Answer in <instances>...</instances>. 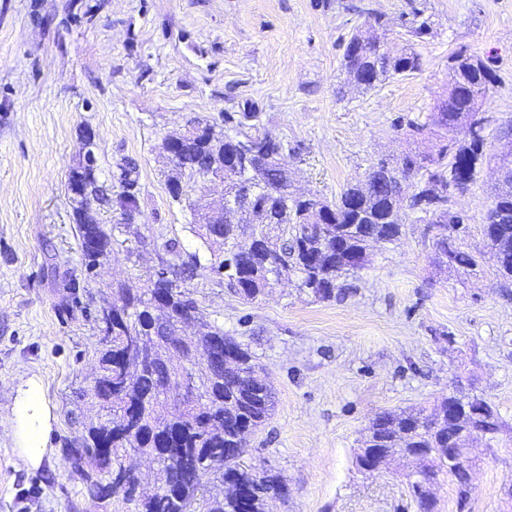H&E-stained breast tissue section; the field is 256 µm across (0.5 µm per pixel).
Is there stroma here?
<instances>
[{"mask_svg": "<svg viewBox=\"0 0 512 512\" xmlns=\"http://www.w3.org/2000/svg\"><path fill=\"white\" fill-rule=\"evenodd\" d=\"M370 12L383 17L385 48L415 51L422 68L363 91L342 59ZM458 55L495 75L484 135L486 153L497 152L512 129V0H0V512H133L123 495L92 498L65 451L105 417L90 402L96 316L113 284L146 287L167 240L201 250L187 201L224 194L186 174L187 200L171 197L168 135L198 117L233 136L226 113H257L298 188L332 202L372 163L407 150L398 123L427 121ZM89 131L104 195L121 192L129 169L140 201L129 227L119 210L94 206L115 243L91 270L68 189ZM494 180L483 168L448 200L465 216L459 238L479 258L475 274L435 267L427 223L406 210L403 235L343 274L338 299L313 300L289 281L249 303L206 256L182 281L201 318L269 375L275 409L242 456L288 487L269 512H418L404 463L359 471V441L378 413L458 387L490 400L503 427L472 447L466 507L443 482L436 512H512V286L501 287L482 234ZM30 380L52 413L36 467L13 438V402Z\"/></svg>", "mask_w": 512, "mask_h": 512, "instance_id": "1", "label": "stroma"}]
</instances>
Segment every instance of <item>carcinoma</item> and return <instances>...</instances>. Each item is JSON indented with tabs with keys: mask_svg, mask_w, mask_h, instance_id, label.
I'll return each instance as SVG.
<instances>
[{
	"mask_svg": "<svg viewBox=\"0 0 512 512\" xmlns=\"http://www.w3.org/2000/svg\"><path fill=\"white\" fill-rule=\"evenodd\" d=\"M356 30L343 54L348 76L368 91L392 73L415 72L421 59L414 53L392 55L372 45L352 54L361 38ZM494 75L487 66L469 69L453 59L448 84L431 112L430 122L410 123L413 146L389 163L372 164L361 180L351 182L335 202L313 197L312 205L324 212L323 224L308 222L306 204L287 191L294 182L287 169L273 168L266 156L280 143L270 140L258 147L262 155L251 168L224 179V194L233 193L238 182L254 177L253 210L257 224L248 235L242 224H193L191 231L210 254L212 268L224 273L227 288L244 301H253L279 281L294 277L301 289L318 300L337 296L342 274L364 267L367 248L374 241L391 243L402 235L401 182L413 180L415 191L409 209L422 214L441 213L448 208V169H461L466 183L474 181L484 162V136L457 138L473 124L484 122L483 105ZM237 138L217 131L209 141L185 142L176 152L175 167L196 175L213 165L221 166L234 153ZM505 174L495 188L488 206L483 236L492 252L500 281L512 282V152L495 156ZM136 180L125 179L116 205L124 216L138 211ZM73 212L79 231V248L87 268L108 259L113 236L90 214L91 202L109 199L97 186L94 167L85 165L69 177ZM453 224H431L435 241L433 263L441 269L478 267L476 257L462 249L448 231ZM160 264L178 279L193 273L200 264L197 252L184 253L176 240L163 245ZM160 288L147 285L134 290L124 285L114 289L120 305H110L112 335L100 340L98 373L92 387L93 404L109 418L88 428L81 449H67L72 468L81 471L89 491L105 498L119 491L133 495L135 483L125 473L123 458L135 449L158 466L159 491L138 500V512H266L270 492H284L281 479L260 476L240 467L246 435L254 433L271 417L275 400L266 378L249 350L224 328L213 324L195 336L180 339L181 348L194 353L187 368L175 367L168 356V344L153 324L151 294ZM172 312L184 319H196L198 307L188 293L180 291L169 302ZM135 336L130 348L126 338ZM189 370L198 396L175 402L178 378ZM457 403L451 392L438 399L431 411L382 412L369 424L360 447L374 454L386 448H405L424 455L429 468L451 477L457 497L470 492V466L448 468V430L434 428L441 414ZM455 426L472 438L498 433L500 416L492 404L475 403L456 413ZM108 474L109 481L102 482ZM211 473L219 484L209 490L201 483Z\"/></svg>",
	"mask_w": 512,
	"mask_h": 512,
	"instance_id": "carcinoma-1",
	"label": "carcinoma"
}]
</instances>
